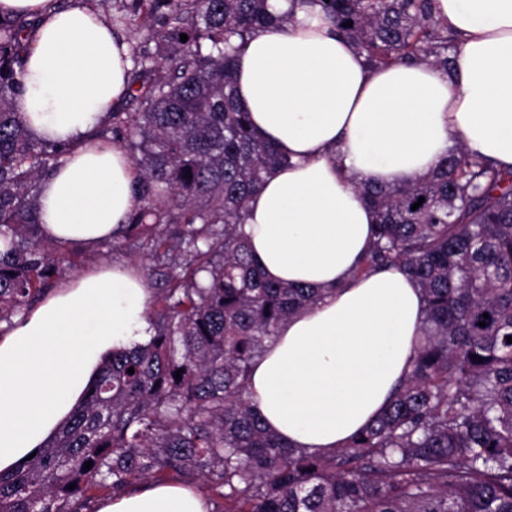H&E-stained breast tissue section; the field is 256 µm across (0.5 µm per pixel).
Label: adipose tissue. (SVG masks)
<instances>
[{
    "label": "adipose tissue",
    "mask_w": 512,
    "mask_h": 512,
    "mask_svg": "<svg viewBox=\"0 0 512 512\" xmlns=\"http://www.w3.org/2000/svg\"><path fill=\"white\" fill-rule=\"evenodd\" d=\"M245 39L237 96L288 164L248 205L245 232L267 279L324 289L285 322L253 368L249 393L295 448L344 446L387 405L411 363L424 317L417 284L395 270L356 275L376 214L362 181L397 184L431 171L454 141L512 166V0H437L457 38L455 71L403 62L369 67L319 9ZM38 18L17 109L36 138L69 146L37 199L45 240L92 249L135 206L134 165L116 143L89 140L128 94L127 39L90 0H0ZM143 277L104 264L61 283L0 333V473L44 446L112 352L152 334ZM190 485L152 483L97 512H208Z\"/></svg>",
    "instance_id": "obj_1"
}]
</instances>
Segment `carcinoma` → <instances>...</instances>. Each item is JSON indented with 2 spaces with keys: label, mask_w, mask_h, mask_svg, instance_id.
<instances>
[{
  "label": "carcinoma",
  "mask_w": 512,
  "mask_h": 512,
  "mask_svg": "<svg viewBox=\"0 0 512 512\" xmlns=\"http://www.w3.org/2000/svg\"><path fill=\"white\" fill-rule=\"evenodd\" d=\"M267 2L124 0L109 15L113 28L142 33L128 72L135 110L110 113L93 136L121 143L137 180L127 223L100 247L146 248L163 269L149 303L154 333L106 357L56 435L0 474V512H96L133 484L195 476L211 512H512V168L459 141L414 180L358 184L377 224L357 273L395 268L425 298L411 372L386 409L317 454L269 430L249 396L267 343L323 295L266 280L243 231L251 196L288 164L235 93L236 41L291 21ZM292 2L320 7L373 67L414 59L452 71L457 42L434 0ZM31 31L0 12L8 326L85 253L42 237L39 184L67 149L37 139L15 109Z\"/></svg>",
  "instance_id": "1"
}]
</instances>
